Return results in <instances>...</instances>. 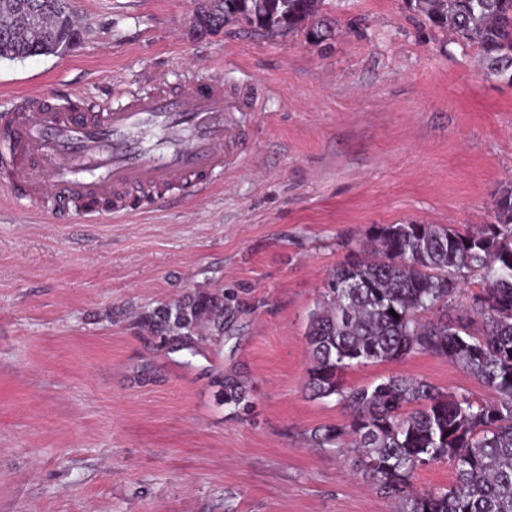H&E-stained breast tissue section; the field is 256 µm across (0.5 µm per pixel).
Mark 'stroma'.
Segmentation results:
<instances>
[{"label": "stroma", "mask_w": 512, "mask_h": 512, "mask_svg": "<svg viewBox=\"0 0 512 512\" xmlns=\"http://www.w3.org/2000/svg\"><path fill=\"white\" fill-rule=\"evenodd\" d=\"M328 2L323 49L239 24L199 34L195 0H75L78 48L0 59V110L216 74L266 88L242 168L206 198L57 224L0 186V512H398L353 449L311 439L348 410L304 388L308 316L374 227L491 221L512 188V83L403 0ZM201 296L222 325L154 324ZM391 375L487 396L423 352L344 381Z\"/></svg>", "instance_id": "35a3bbf8"}]
</instances>
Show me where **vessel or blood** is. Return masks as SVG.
<instances>
[{
	"label": "vessel or blood",
	"mask_w": 512,
	"mask_h": 512,
	"mask_svg": "<svg viewBox=\"0 0 512 512\" xmlns=\"http://www.w3.org/2000/svg\"><path fill=\"white\" fill-rule=\"evenodd\" d=\"M257 110V98L220 78L120 92L92 108L33 94L0 114V168L40 212L93 224L186 193L207 196L240 169Z\"/></svg>",
	"instance_id": "vessel-or-blood-1"
}]
</instances>
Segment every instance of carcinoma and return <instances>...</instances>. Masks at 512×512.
Masks as SVG:
<instances>
[{"label": "carcinoma", "mask_w": 512, "mask_h": 512, "mask_svg": "<svg viewBox=\"0 0 512 512\" xmlns=\"http://www.w3.org/2000/svg\"><path fill=\"white\" fill-rule=\"evenodd\" d=\"M423 24L477 46L487 73L512 82V0H405ZM325 0H208L197 31L244 23L272 36L304 32L320 45L332 36ZM73 0H0V59L45 56L81 43ZM482 291L473 317L444 310L471 276ZM224 306L198 297L162 309L156 324L187 336ZM307 389L336 396L347 424L315 435L323 445L358 449V462L401 512H512V189L494 204L493 220L474 231L435 224L379 226L370 246L327 277L305 332ZM445 357L490 393L477 400L414 377L391 375L346 388L355 365L399 361L414 352ZM442 461L453 483L417 493L415 473Z\"/></svg>", "instance_id": "1"}]
</instances>
